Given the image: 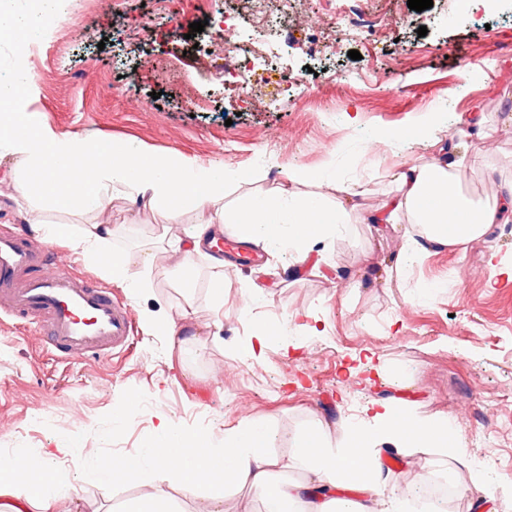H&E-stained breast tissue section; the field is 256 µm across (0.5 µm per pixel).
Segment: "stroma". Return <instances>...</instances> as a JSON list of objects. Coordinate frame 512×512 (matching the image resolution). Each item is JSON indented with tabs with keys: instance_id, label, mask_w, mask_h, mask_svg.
I'll list each match as a JSON object with an SVG mask.
<instances>
[{
	"instance_id": "stroma-1",
	"label": "stroma",
	"mask_w": 512,
	"mask_h": 512,
	"mask_svg": "<svg viewBox=\"0 0 512 512\" xmlns=\"http://www.w3.org/2000/svg\"><path fill=\"white\" fill-rule=\"evenodd\" d=\"M376 19L369 37L346 36L321 5L283 12L268 0L253 19L249 0H70L60 21L34 42L26 58L37 75L29 107L56 133L81 139L110 136L198 166L240 172L223 204L179 214L145 204L134 188L116 187L101 208L62 210L20 199L0 183V232L30 233L31 222L69 226L72 237L53 244L70 273L107 288L128 304L134 335L128 348L71 362L58 357L34 327L21 326L0 300V454H31L80 437L102 457L134 451L151 438L158 416L203 430L236 425L241 416L269 421L276 476L302 480L294 460L296 434L315 417L343 423L366 419L372 403L410 406L423 417L453 416L462 446L491 479L512 481V283L496 281L490 253L512 259V223L492 225L484 238L457 248L412 251L420 232L411 217L399 224L372 220L396 185V168L433 161L435 140L453 155L470 156L456 170L461 193L494 205L498 186L512 183V10L496 0H433L416 12L407 0H346ZM241 26L242 53L271 84H241L209 65L210 40L225 16ZM204 22L202 33L189 25ZM426 36H419V27ZM356 50L360 59L349 58ZM277 101H269L270 92ZM437 120L422 136L403 130L426 113ZM460 112L477 113L478 131L461 132ZM319 173L308 183L288 173ZM359 180L362 196L343 192ZM292 194L355 209L352 224L315 245L310 262L277 244L262 247L261 264L224 265V328L212 340L207 255L196 258L189 287L163 263L149 273L152 291L132 299L123 284L84 254L74 232L85 224H116L110 247L182 238L189 225L220 223L222 206L247 196ZM466 267V280L454 277ZM260 292L252 300V292ZM189 313L192 329H178L182 346L151 332L146 313ZM278 326L298 336L284 352L267 345L260 359L241 356L256 327ZM319 328L310 335L309 326ZM139 399L134 418L113 431L112 416L127 396ZM52 410L56 423L44 422ZM390 487L407 490L409 512H512L511 498H492L472 484L457 460L436 448L384 453ZM450 475L464 489L454 501L423 503L424 477ZM134 484L115 486L110 498L77 481L61 512L92 503L97 512L136 501Z\"/></svg>"
}]
</instances>
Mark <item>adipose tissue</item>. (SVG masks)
Returning <instances> with one entry per match:
<instances>
[{"mask_svg": "<svg viewBox=\"0 0 512 512\" xmlns=\"http://www.w3.org/2000/svg\"><path fill=\"white\" fill-rule=\"evenodd\" d=\"M451 168V162L440 160L398 172L397 192L376 215V222L392 224L399 215L411 216L421 224L425 241L442 248L466 246L484 237L491 225L512 222L501 206H478L462 197ZM222 215V223L191 225L185 238L167 244L166 258L175 271L193 273L195 253L211 236L227 230L256 245L281 244L303 262L317 242L335 235L352 218L345 207L328 208L315 199L296 206L283 194L245 199ZM115 233L109 224H87L79 242L92 262L125 283L133 298H141L150 292L143 273L155 262V247L146 243L134 251L113 252L109 261H102L101 251ZM270 440L268 426L259 420H241L219 438L188 432L169 417L159 418L147 445L121 458L130 481L145 489L127 512H180L164 490L168 484L188 497L208 488V512H224L232 484L259 491L268 512H331L335 500L340 501L341 512H404L405 498L384 497L389 478L381 456L385 445L444 449L468 469L473 483L486 480L484 467L462 448L453 421L418 417L393 402L373 404L368 421L348 423L347 440L337 449L324 421L314 419L297 444V461L307 469L300 482L275 479L278 462L268 452ZM40 457L37 463L24 455L0 457V512H59L61 501L84 473L88 453L71 441L42 449Z\"/></svg>", "mask_w": 512, "mask_h": 512, "instance_id": "ef3b65f1", "label": "adipose tissue"}]
</instances>
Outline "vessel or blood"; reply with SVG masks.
<instances>
[{
    "instance_id": "b4317fda",
    "label": "vessel or blood",
    "mask_w": 512,
    "mask_h": 512,
    "mask_svg": "<svg viewBox=\"0 0 512 512\" xmlns=\"http://www.w3.org/2000/svg\"><path fill=\"white\" fill-rule=\"evenodd\" d=\"M0 296L13 316L39 325L54 350L78 359L123 348L132 333L125 304L73 277L53 250L11 232L0 233Z\"/></svg>"
}]
</instances>
